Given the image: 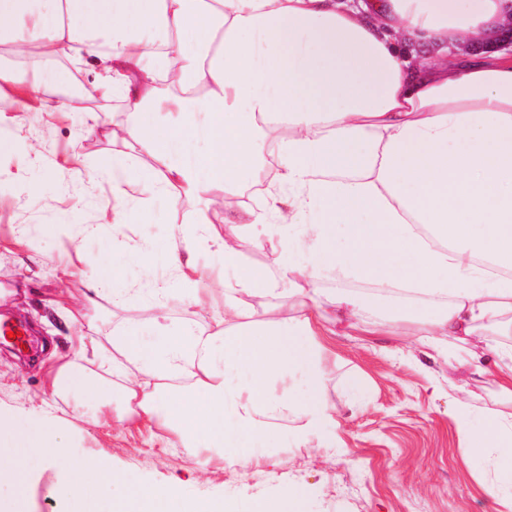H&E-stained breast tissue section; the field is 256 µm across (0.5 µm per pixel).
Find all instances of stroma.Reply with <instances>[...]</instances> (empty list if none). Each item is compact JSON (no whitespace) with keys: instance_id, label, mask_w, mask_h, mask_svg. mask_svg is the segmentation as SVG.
<instances>
[{"instance_id":"stroma-1","label":"stroma","mask_w":512,"mask_h":512,"mask_svg":"<svg viewBox=\"0 0 512 512\" xmlns=\"http://www.w3.org/2000/svg\"><path fill=\"white\" fill-rule=\"evenodd\" d=\"M111 128V113L93 118L49 110L40 96L27 108L0 112V132L13 141L0 151V318L25 323L35 344L57 346L32 360L0 348V412L26 429L39 428L44 394L81 333L68 313L84 302L83 274L104 275L112 266L113 180L124 184L126 233L133 239L163 244L190 212L143 193L150 158L131 159L113 172ZM82 224L101 230L83 236ZM144 312V295L119 308L104 296L91 316L101 335L110 336ZM327 342L336 354L328 387L336 408L334 447L276 448L258 469L217 462L202 472L179 449L150 442L144 426L114 421L120 397L104 388L85 398L88 408L104 413L97 425L77 416L66 398L51 400L57 422L47 437L64 443L71 461L123 474V482L104 489V507L131 485L175 488L187 504L227 494L273 498L299 485L306 490L302 512H495L484 485L496 462L487 453L468 456L448 417L457 389L469 391L481 408L492 384L472 379L410 336L339 334ZM353 374L363 378L365 395L348 386ZM73 475L70 464L47 469L33 459L14 482L0 486V498L21 512H79V503L63 494Z\"/></svg>"}]
</instances>
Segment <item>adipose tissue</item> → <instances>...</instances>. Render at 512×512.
Wrapping results in <instances>:
<instances>
[{
	"instance_id": "ef3b65f1",
	"label": "adipose tissue",
	"mask_w": 512,
	"mask_h": 512,
	"mask_svg": "<svg viewBox=\"0 0 512 512\" xmlns=\"http://www.w3.org/2000/svg\"><path fill=\"white\" fill-rule=\"evenodd\" d=\"M511 14L512 0H0V57L31 64L0 68V108H26L89 55V98L121 104L113 169L149 157L151 192L192 208L191 229L158 249L126 235L125 195L113 196V242L161 251L170 275L150 281L146 317L72 352L51 396L78 407L111 381L117 422L165 433L201 469L324 448L331 311L493 381L498 408L476 412L462 392L449 418L467 448L494 455L486 494L512 512V54L460 50ZM218 208L237 232L210 233ZM245 239L266 265L245 261ZM202 250L224 262L220 287L195 264ZM174 300L209 323L173 320ZM452 336L484 337V349L450 348ZM4 449L0 477L68 459L0 417ZM304 494L226 495L201 512H301ZM176 503V490L143 485L111 510Z\"/></svg>"
}]
</instances>
